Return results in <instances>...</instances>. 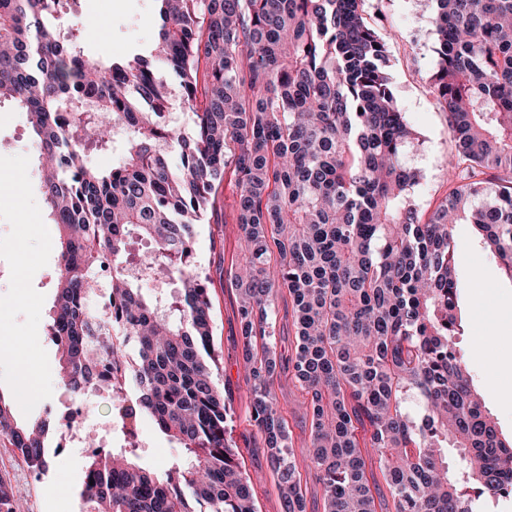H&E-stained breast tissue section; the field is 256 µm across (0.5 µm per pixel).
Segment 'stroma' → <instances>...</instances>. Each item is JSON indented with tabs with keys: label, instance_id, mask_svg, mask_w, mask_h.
I'll use <instances>...</instances> for the list:
<instances>
[{
	"label": "stroma",
	"instance_id": "35a3bbf8",
	"mask_svg": "<svg viewBox=\"0 0 512 512\" xmlns=\"http://www.w3.org/2000/svg\"><path fill=\"white\" fill-rule=\"evenodd\" d=\"M434 0H367L368 22L385 40L390 74L399 105L417 140L408 154L423 180L415 193L422 212H429L448 190V160L454 144L448 114L430 86L436 68L430 18ZM64 25L98 29L101 38L88 51L113 60L150 48L158 16L154 0H68L60 13ZM0 182L15 185V195L0 198V326L24 340L21 350L0 353V395L12 401L19 424L52 420L76 405L88 416L73 431L52 437L56 453L46 472L28 467L8 439L0 437V477L8 480L24 512H81L79 492L93 445L124 447L112 431L111 392L76 396L58 386L54 376L59 354L50 336L56 288L53 273L58 250L43 201L37 155L26 112L0 101ZM228 184H221L205 223L195 228L196 259L209 277L213 347L219 356L217 381L231 398L235 413L233 439L252 482L259 512H281L263 441L250 422L251 404L241 355L237 293L229 270L242 259L240 229ZM454 261L465 287L458 296L464 326L460 348L477 390L499 430L512 438V279L483 250L470 225H456ZM485 337L476 346L477 337ZM33 372L37 394L19 401L18 386ZM279 407L288 421L294 448L310 441V420L302 394L289 373L275 383ZM139 454L144 464L160 467L181 453L143 417Z\"/></svg>",
	"mask_w": 512,
	"mask_h": 512
}]
</instances>
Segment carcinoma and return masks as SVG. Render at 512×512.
Wrapping results in <instances>:
<instances>
[{
	"label": "carcinoma",
	"mask_w": 512,
	"mask_h": 512,
	"mask_svg": "<svg viewBox=\"0 0 512 512\" xmlns=\"http://www.w3.org/2000/svg\"><path fill=\"white\" fill-rule=\"evenodd\" d=\"M156 2L151 48L102 61L84 50L89 34L58 23L60 0H0V100L28 113L60 245L50 335L62 386L112 391L121 434L147 415L188 458L159 473L130 442L94 450L85 512H257L193 248L226 174L244 251L229 276L251 421L282 512H306L302 467L323 512H378L364 448L394 512H490L512 495V440L458 345L453 231L472 225L512 278V0H434L431 87L455 152L449 192L426 218L414 200L422 175L406 160L415 133L366 0ZM116 144L111 170L88 161ZM285 369L310 414L300 452L274 392ZM0 435L47 469L49 424L18 425L1 395ZM0 512H19L3 478ZM288 294L284 292L278 301V352L283 355L284 358H288V354L292 352L294 348L295 336L294 327L292 323V312L291 306L288 305Z\"/></svg>",
	"instance_id": "1"
}]
</instances>
